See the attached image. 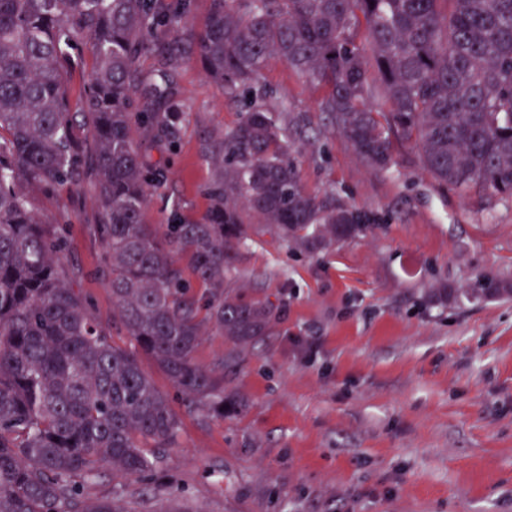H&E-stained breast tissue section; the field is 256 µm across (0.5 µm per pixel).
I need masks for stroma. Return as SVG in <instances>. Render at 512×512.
<instances>
[{"mask_svg": "<svg viewBox=\"0 0 512 512\" xmlns=\"http://www.w3.org/2000/svg\"><path fill=\"white\" fill-rule=\"evenodd\" d=\"M171 74L178 143L145 125L131 132L146 167L165 172L146 211L160 228L208 210V149L245 110L195 53ZM255 94L287 124L303 188L357 211L368 229L313 254L246 216L253 231L233 290L266 302L271 328L236 344L209 323L196 352L239 408L188 411L142 357L181 418L179 442L144 476L107 474L94 494L123 489L126 512H512V293H474L487 278L512 290V201L441 187L410 142L395 141L394 165L374 169L322 112L326 89L278 59ZM27 192L39 214L66 224L77 287L132 347L96 273L95 182Z\"/></svg>", "mask_w": 512, "mask_h": 512, "instance_id": "35a3bbf8", "label": "stroma"}]
</instances>
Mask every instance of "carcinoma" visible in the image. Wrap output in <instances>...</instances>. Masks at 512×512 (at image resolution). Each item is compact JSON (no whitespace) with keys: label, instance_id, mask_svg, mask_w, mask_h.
I'll list each match as a JSON object with an SVG mask.
<instances>
[{"label":"carcinoma","instance_id":"obj_1","mask_svg":"<svg viewBox=\"0 0 512 512\" xmlns=\"http://www.w3.org/2000/svg\"><path fill=\"white\" fill-rule=\"evenodd\" d=\"M361 25L369 58L355 42ZM182 39L232 94L250 91L272 57L328 87L322 111L379 170L394 164V139L413 141L440 186L512 200V0H212L200 32L163 0H0V512H126L87 487L108 470L141 476L180 436L168 396L73 287L63 227L34 212L27 186L95 177L100 271L120 324L189 407L221 417L237 402L196 361L203 323L235 343L271 323L267 304L224 291L250 228L237 203L312 251L365 230L357 212L303 189L288 128L255 102L210 150L209 212L163 235L146 222L132 120L173 143L183 113L159 111L171 96L165 68L158 111H135L138 60L155 50L169 61ZM86 50L90 154L64 81ZM371 64L383 113L364 103ZM181 254L211 290L203 307L187 294Z\"/></svg>","mask_w":512,"mask_h":512}]
</instances>
